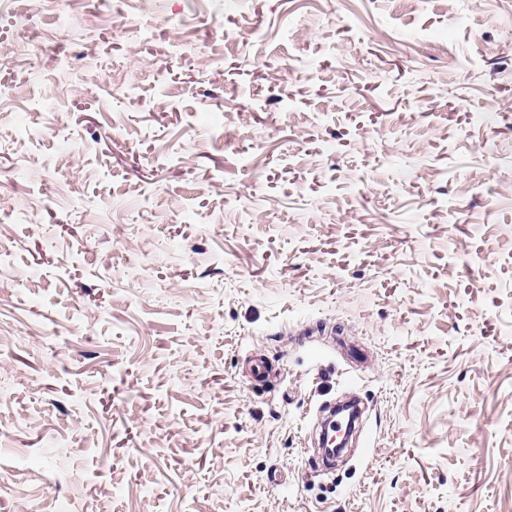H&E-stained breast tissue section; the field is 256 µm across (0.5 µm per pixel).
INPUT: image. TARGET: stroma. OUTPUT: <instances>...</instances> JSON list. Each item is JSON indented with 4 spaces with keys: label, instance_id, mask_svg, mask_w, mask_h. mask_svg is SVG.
<instances>
[{
    "label": "stroma",
    "instance_id": "obj_1",
    "mask_svg": "<svg viewBox=\"0 0 512 512\" xmlns=\"http://www.w3.org/2000/svg\"><path fill=\"white\" fill-rule=\"evenodd\" d=\"M34 2L0 512H512V0Z\"/></svg>",
    "mask_w": 512,
    "mask_h": 512
}]
</instances>
